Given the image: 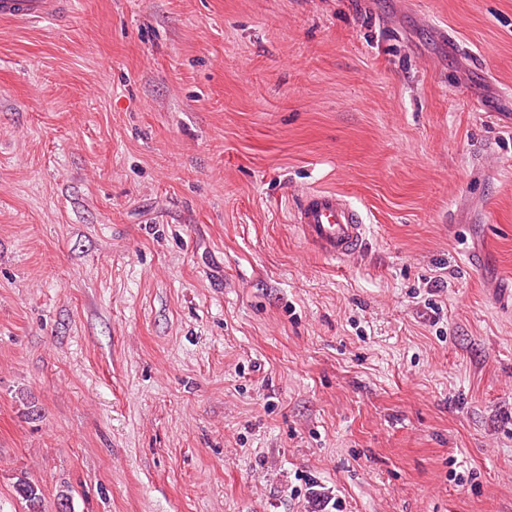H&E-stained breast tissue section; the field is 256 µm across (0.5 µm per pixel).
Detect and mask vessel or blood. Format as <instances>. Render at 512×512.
Wrapping results in <instances>:
<instances>
[{"mask_svg": "<svg viewBox=\"0 0 512 512\" xmlns=\"http://www.w3.org/2000/svg\"><path fill=\"white\" fill-rule=\"evenodd\" d=\"M68 14V0H0V19L4 21L62 19ZM293 221L315 252L338 262L360 254L368 229L360 212L343 195L329 190L304 193Z\"/></svg>", "mask_w": 512, "mask_h": 512, "instance_id": "b4317fda", "label": "vessel or blood"}]
</instances>
